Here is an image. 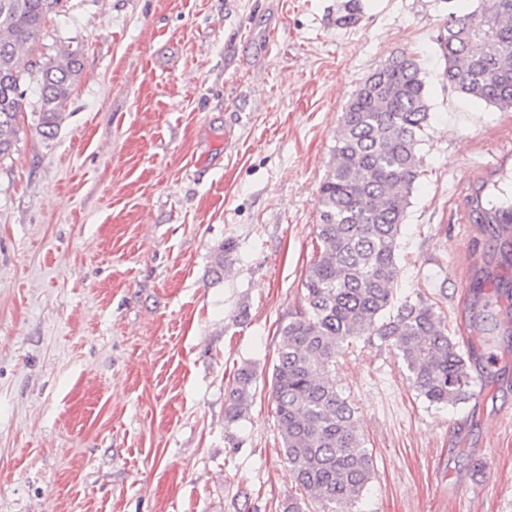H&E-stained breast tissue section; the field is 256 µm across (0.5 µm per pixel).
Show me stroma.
<instances>
[{
  "mask_svg": "<svg viewBox=\"0 0 512 512\" xmlns=\"http://www.w3.org/2000/svg\"><path fill=\"white\" fill-rule=\"evenodd\" d=\"M65 0L35 56L79 50L55 135L25 85L0 162V512H285L280 328L319 254L342 113L388 57L429 104L393 303L424 301L471 368L432 405L391 343L343 348L336 385L373 459L359 512H512V228L467 219L512 153V109L454 89L436 41L480 0ZM224 270L214 275L216 259ZM251 368L236 422L225 401ZM510 169H512V154L508 153L499 157L492 164V166L489 168L491 172L490 178L474 189L470 196L468 208L470 212H472V214L475 216V219L476 216L479 218V212H481L477 206V197L479 198V201H482L486 191L498 186V182H496L495 179L502 174L507 173Z\"/></svg>",
  "mask_w": 512,
  "mask_h": 512,
  "instance_id": "stroma-1",
  "label": "stroma"
}]
</instances>
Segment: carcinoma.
Masks as SVG:
<instances>
[{
    "label": "carcinoma",
    "instance_id": "cac0c4a2",
    "mask_svg": "<svg viewBox=\"0 0 512 512\" xmlns=\"http://www.w3.org/2000/svg\"><path fill=\"white\" fill-rule=\"evenodd\" d=\"M61 0H0V162L16 146L22 86L39 77L40 129L53 135L76 84L79 50L40 63L29 57L46 18ZM347 0L336 24L359 19ZM444 75L460 92L512 108V0H483L481 11L449 15L441 39ZM416 58L387 59L354 91L342 114L332 163L320 187V254L303 287L306 307L281 327L272 397L284 456L318 512H352L371 480L372 454L356 427L355 410L336 387L330 366L343 344L363 336L390 342L415 390L432 405L468 398L470 366L433 308L391 306L398 278L397 238L422 174L421 133L429 107ZM253 373L241 369L225 418L239 419L251 399Z\"/></svg>",
    "mask_w": 512,
    "mask_h": 512
}]
</instances>
